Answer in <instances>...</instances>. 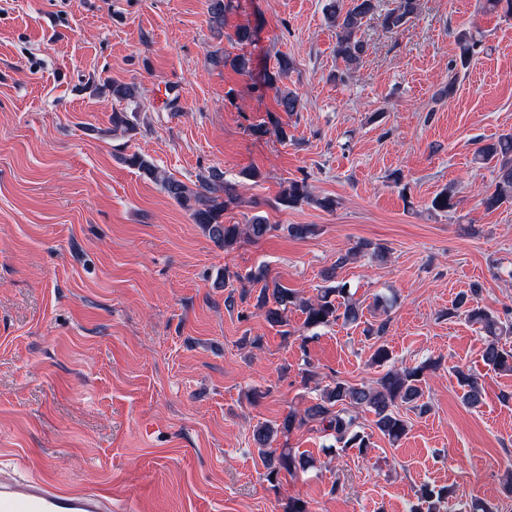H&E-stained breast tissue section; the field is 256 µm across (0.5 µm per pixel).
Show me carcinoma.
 Segmentation results:
<instances>
[{"label": "carcinoma", "instance_id": "cac0c4a2", "mask_svg": "<svg viewBox=\"0 0 512 512\" xmlns=\"http://www.w3.org/2000/svg\"><path fill=\"white\" fill-rule=\"evenodd\" d=\"M379 0H351L344 5V0H331L327 7V19L336 29V58L340 59L349 71L362 60L366 51L364 41L358 37L363 21L375 15L381 18L382 26L394 31L405 25L420 11V0H396L395 7L386 12L379 11ZM458 58L461 67H466L476 54L478 41L467 31L456 36ZM292 61L288 56L281 57L275 68L264 75L263 86L275 91L278 106L284 112H296L300 109L298 95L279 86L284 76L291 69ZM112 97L118 101L136 98L137 88L133 84L112 81L107 84ZM474 160L479 164L494 163V187L482 198L486 209H495L505 202L512 201V132L499 135L475 150ZM122 162L134 168L150 179L160 183L162 189L182 208L189 212L194 223L198 224L208 237L217 245L229 248L237 243L240 235L253 241H259L276 229L273 224L259 215L251 218L248 224L224 223V212L236 204L237 195L232 185L215 180H204L193 189L181 181L175 180L160 170L147 157L134 153L122 158ZM452 188L439 193L432 201L436 211L448 212L456 202ZM279 204L297 207L314 203L331 210L335 201L331 198L318 199L312 196L305 181L288 182L279 197ZM247 280L263 283L256 299L257 309L273 327L288 325V310L298 308L305 315L304 323L308 327L326 326L343 321L356 324L360 320L359 306L350 299L347 283L338 279L333 269L326 271L323 280L326 285L318 289L314 300H302L291 289L277 280L268 277L260 270L241 275L224 273V280ZM479 290L473 288L468 294L457 297L448 309L450 317H464L469 322L479 325L484 339L482 359L486 366L495 371L512 372V349L500 345L501 337L512 335V310L505 311L500 317L476 302ZM431 368L429 364H420L400 369H388L377 380L376 386H354L336 380L328 385L318 402L308 406L301 413L292 411L278 423L261 424L253 431V439L260 448L270 446L279 433H288L296 427L309 422H316L321 429L330 433L342 448H355L364 455L370 448L368 436L356 430V418L346 411V406H364L374 414L375 428L391 442L400 440L407 431L406 421L399 413V406L405 404L423 413L426 405L421 403L423 397L424 373ZM464 387V400L470 406H477L482 400V391L475 377L462 371L458 372ZM310 461L303 455H294L291 451L272 452L266 461L265 479L274 483L281 472L287 473L308 468ZM454 494L450 487H436L423 484L416 492V502L409 512H443L449 498Z\"/></svg>", "mask_w": 512, "mask_h": 512}]
</instances>
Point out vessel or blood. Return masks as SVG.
<instances>
[{
  "instance_id": "1",
  "label": "vessel or blood",
  "mask_w": 512,
  "mask_h": 512,
  "mask_svg": "<svg viewBox=\"0 0 512 512\" xmlns=\"http://www.w3.org/2000/svg\"><path fill=\"white\" fill-rule=\"evenodd\" d=\"M0 512H112V495L101 489H62L46 477L21 475L0 464Z\"/></svg>"
}]
</instances>
